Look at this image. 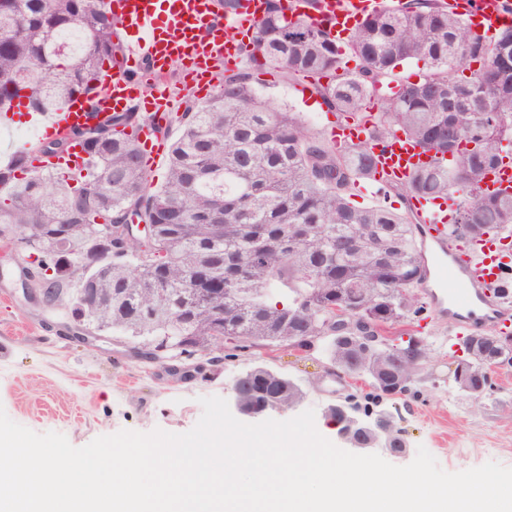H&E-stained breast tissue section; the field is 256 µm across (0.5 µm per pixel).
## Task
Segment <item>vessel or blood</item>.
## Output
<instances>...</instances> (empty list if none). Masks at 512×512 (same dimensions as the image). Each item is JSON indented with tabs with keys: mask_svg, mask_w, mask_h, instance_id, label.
<instances>
[{
	"mask_svg": "<svg viewBox=\"0 0 512 512\" xmlns=\"http://www.w3.org/2000/svg\"><path fill=\"white\" fill-rule=\"evenodd\" d=\"M401 5L402 0H319L312 19L342 44L366 16ZM265 7L266 0H241L235 15L225 16L218 12L215 0H112L113 15L132 33L124 48V60L137 65L139 73L117 72L104 82L95 96L101 116L125 111L130 103L142 101L150 122L138 129L137 137L148 160L156 161L165 149L160 130L169 125L176 105L163 85L144 90L140 73L148 71L158 77L179 61L188 70L187 85L198 92L212 88L213 62L219 59L230 66L240 59V45L227 38V31L244 32ZM461 10L475 29L489 34L512 23V0H462ZM83 117V105L77 101L61 111L41 115L44 139L57 138L80 125ZM327 137L337 146L362 143L368 147L375 171L364 192L376 201L384 200L394 186L431 161L403 134L376 133L370 120L336 122L328 128ZM480 186L487 195L511 193L512 164L506 162L488 171ZM406 207L415 218L422 247H435L444 255L434 267V276L441 287L450 290V326L469 335L500 321L497 291L512 275V264L502 257L497 236L469 241L461 247L450 235L453 216L448 202L411 197Z\"/></svg>",
	"mask_w": 512,
	"mask_h": 512,
	"instance_id": "vessel-or-blood-1",
	"label": "vessel or blood"
}]
</instances>
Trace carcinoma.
<instances>
[{
	"label": "carcinoma",
	"instance_id": "carcinoma-1",
	"mask_svg": "<svg viewBox=\"0 0 512 512\" xmlns=\"http://www.w3.org/2000/svg\"><path fill=\"white\" fill-rule=\"evenodd\" d=\"M119 24L105 0H0V112H56L76 96L92 98L108 77L105 63L122 67ZM69 30L82 36L77 50L61 40ZM347 49L360 61L356 70L342 66L336 42L308 15L290 17L281 0H267L244 68L225 73L210 98L177 116L162 184H152L136 135L125 132L143 125L132 106L112 116L108 132L76 133L94 161L83 183L69 170L33 166L27 150L0 168V225L30 237L43 258L60 253L53 225L69 218H99L114 235L130 214L158 225L149 262L137 258L133 240L126 254L99 261L88 302L70 298L64 269L49 281L54 299H69L72 317L129 336L143 359L164 368L182 345L196 353L219 336L241 341L229 358L269 345L309 350L338 303L376 315L387 332L412 318L410 289L424 281L415 226L384 206L351 202L374 171L364 145L323 143L294 113L269 106L252 80L261 72L304 75L329 109L358 121L385 91L374 116L379 130L400 131L434 155L399 190L453 199L460 239L512 232V193L480 191L484 173L512 150V26L490 41L443 0H411L365 18ZM413 61L423 63L418 80L397 76ZM472 62L480 67L467 77ZM83 232L75 225L72 264L84 260ZM226 288L246 292L226 299ZM324 344L332 361L368 379V399L387 397V381L375 375L405 343ZM460 345L462 384L473 387L500 347L486 336L471 344L464 336ZM428 362L427 347L404 360V392ZM250 371L240 388L248 404L275 392L287 408L304 395L261 363Z\"/></svg>",
	"mask_w": 512,
	"mask_h": 512
}]
</instances>
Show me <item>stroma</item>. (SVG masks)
<instances>
[{
    "label": "stroma",
    "mask_w": 512,
    "mask_h": 512,
    "mask_svg": "<svg viewBox=\"0 0 512 512\" xmlns=\"http://www.w3.org/2000/svg\"><path fill=\"white\" fill-rule=\"evenodd\" d=\"M304 82L301 75L263 74L255 86L267 103L296 113L320 138L328 108L320 100L302 101L298 88ZM420 302L424 311L388 338L395 344L411 334L425 338L430 361L410 393L381 401V408L393 415L411 448L425 447L445 471L491 460L512 467V368L495 373L493 391L481 400L459 392L449 378L458 336L428 297ZM72 329L66 307L44 310L23 302L15 263L0 252V408L34 432L64 434L76 447L122 430L187 432L202 415L201 398H231L236 376L254 360L304 391L302 401L277 413V420L313 410L318 432L331 441L336 433L325 416L327 406L349 397L363 402L369 390L366 382L329 375L331 362L320 343L307 352L263 349L251 361L225 358L216 348L203 374L184 380L131 356L129 340L120 333L87 346L74 339Z\"/></svg>",
    "instance_id": "stroma-1"
}]
</instances>
